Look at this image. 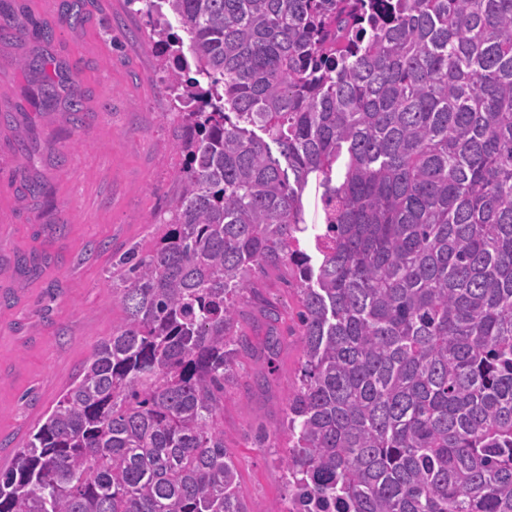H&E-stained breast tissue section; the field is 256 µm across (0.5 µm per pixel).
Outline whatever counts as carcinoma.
<instances>
[{
	"label": "carcinoma",
	"mask_w": 512,
	"mask_h": 512,
	"mask_svg": "<svg viewBox=\"0 0 512 512\" xmlns=\"http://www.w3.org/2000/svg\"><path fill=\"white\" fill-rule=\"evenodd\" d=\"M142 3L178 195L151 249L112 257L123 318L0 472V512H250L224 390L252 351L244 298L276 370L253 283L279 267L304 358L288 512H512V0ZM61 16L81 24V0ZM18 67L59 104L45 62Z\"/></svg>",
	"instance_id": "cac0c4a2"
}]
</instances>
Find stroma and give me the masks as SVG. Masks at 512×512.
I'll return each instance as SVG.
<instances>
[{"label": "stroma", "mask_w": 512, "mask_h": 512, "mask_svg": "<svg viewBox=\"0 0 512 512\" xmlns=\"http://www.w3.org/2000/svg\"><path fill=\"white\" fill-rule=\"evenodd\" d=\"M60 2L13 0L23 34L0 40V169L17 172L0 181V470L118 325L112 255L149 243L150 219L168 210L181 164L155 52L121 36L145 26L146 13H129L126 0H83L84 21L70 27ZM35 25L53 28V41L33 35ZM32 57L47 60L80 96V122L64 109L33 106L40 76L17 66ZM26 138L27 157L17 151ZM28 178L44 182L48 198L26 195ZM19 253L39 260L40 277L14 274ZM242 313L252 356L224 394V435L251 512H270L287 494L282 420L303 356L297 336H284L277 372L263 379V321L250 305Z\"/></svg>", "instance_id": "35a3bbf8"}]
</instances>
